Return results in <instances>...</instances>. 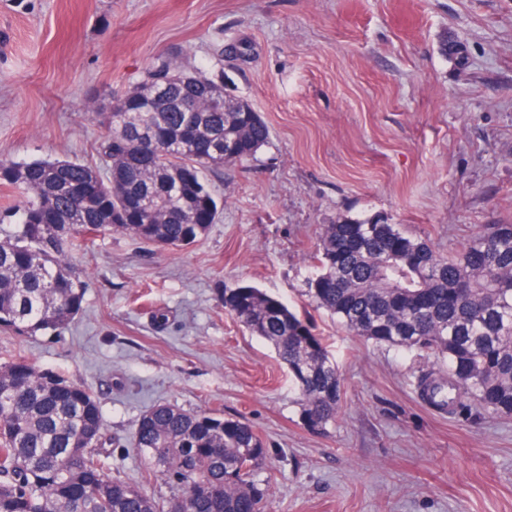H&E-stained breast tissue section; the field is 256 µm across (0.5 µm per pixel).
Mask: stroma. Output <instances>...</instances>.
<instances>
[{"label":"stroma","instance_id":"35a3bbf8","mask_svg":"<svg viewBox=\"0 0 512 512\" xmlns=\"http://www.w3.org/2000/svg\"><path fill=\"white\" fill-rule=\"evenodd\" d=\"M218 54L271 140L213 174L217 222L183 250L100 234L74 258L80 314L46 335L0 330V361L87 386L130 480L145 469L138 420L167 403L250 422L268 512H512V417L426 404L425 352L348 335L306 295L321 228L340 218L443 254L512 224V0H0V160L98 164L96 113L158 60ZM242 285L328 337L344 383L328 435L300 425L287 369L225 311Z\"/></svg>","mask_w":512,"mask_h":512}]
</instances>
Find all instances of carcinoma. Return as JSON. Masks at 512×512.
<instances>
[{
  "label": "carcinoma",
  "mask_w": 512,
  "mask_h": 512,
  "mask_svg": "<svg viewBox=\"0 0 512 512\" xmlns=\"http://www.w3.org/2000/svg\"><path fill=\"white\" fill-rule=\"evenodd\" d=\"M95 119L107 129L101 167L0 161V187L20 199L0 211L5 330L35 336L80 314L71 255L102 232L172 249L199 242L221 210L211 174L270 140L247 100L168 59ZM314 266L309 301L351 335L434 357L437 371L420 380L430 404L512 416V224H491L445 256L398 224L343 218L323 225ZM224 308L288 369L302 426L328 433L343 388L315 322L250 285L225 293ZM133 445L148 461L141 481L168 498L112 473L93 392L21 355L0 363V512H265L267 451L247 421L157 405Z\"/></svg>",
  "instance_id": "carcinoma-1"
}]
</instances>
